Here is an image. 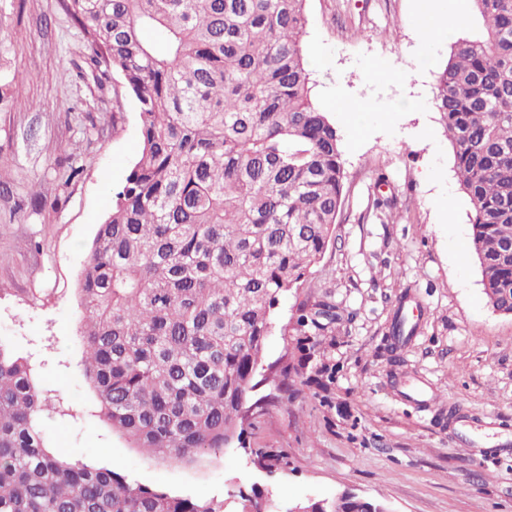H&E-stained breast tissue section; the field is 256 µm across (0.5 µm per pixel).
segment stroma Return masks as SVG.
I'll list each match as a JSON object with an SVG mask.
<instances>
[{
	"instance_id": "stroma-1",
	"label": "stroma",
	"mask_w": 512,
	"mask_h": 512,
	"mask_svg": "<svg viewBox=\"0 0 512 512\" xmlns=\"http://www.w3.org/2000/svg\"><path fill=\"white\" fill-rule=\"evenodd\" d=\"M418 2L307 0L303 49L313 99L341 135L344 203L323 257L275 310L248 396L262 408L241 441L179 463L113 433L80 365L78 279L141 151L135 105L119 75L102 96L79 73L86 42L61 0H0V80L26 77L22 101L0 104V341L52 398L50 447L197 498L255 488L270 512L345 490L394 512H512V316L488 306L467 253L470 206L432 105L451 43L480 23L458 26L457 0H433L428 30ZM377 196L397 222L369 212ZM325 293L343 319L317 360L336 375L321 387L297 376L287 404L274 402L276 367L299 356L282 328ZM401 301L419 328L396 351ZM422 383L436 392L426 406L408 398Z\"/></svg>"
}]
</instances>
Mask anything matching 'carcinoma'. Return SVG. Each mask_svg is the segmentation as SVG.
<instances>
[{
    "mask_svg": "<svg viewBox=\"0 0 512 512\" xmlns=\"http://www.w3.org/2000/svg\"><path fill=\"white\" fill-rule=\"evenodd\" d=\"M307 0H62L88 39L97 88L120 75L142 151L112 197L79 280L82 365L100 417L132 448L175 462L242 434L241 410L280 297L331 240L345 198L336 125L312 101ZM482 29L435 74L434 108L470 204L469 251L492 309L512 314V0H470ZM158 31L157 44L144 38ZM341 314L296 305L297 363ZM403 308L392 334L415 332ZM49 397L0 341V512H254L150 487L47 446ZM377 503L347 498L337 512Z\"/></svg>",
    "mask_w": 512,
    "mask_h": 512,
    "instance_id": "1",
    "label": "carcinoma"
}]
</instances>
